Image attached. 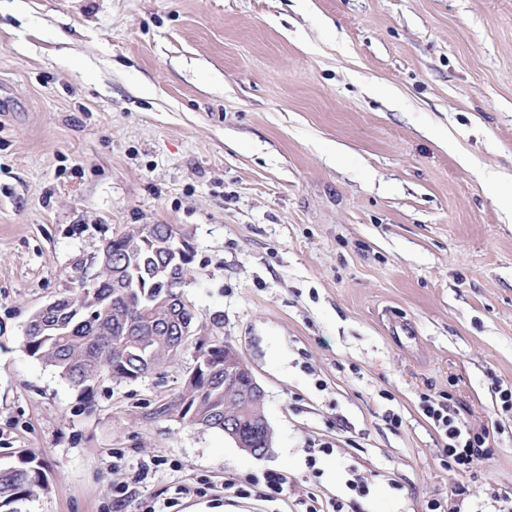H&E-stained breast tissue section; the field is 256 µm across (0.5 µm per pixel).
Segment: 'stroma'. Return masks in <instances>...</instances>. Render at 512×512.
I'll use <instances>...</instances> for the list:
<instances>
[{
	"label": "stroma",
	"mask_w": 512,
	"mask_h": 512,
	"mask_svg": "<svg viewBox=\"0 0 512 512\" xmlns=\"http://www.w3.org/2000/svg\"><path fill=\"white\" fill-rule=\"evenodd\" d=\"M511 194L512 0H0V463L41 462L29 512H113L147 461L121 512H428L455 478L421 399L449 394L491 429L471 491H512ZM130 224L188 241L266 457L150 419L192 349L89 397L23 352ZM263 469L284 495L225 494Z\"/></svg>",
	"instance_id": "1"
}]
</instances>
